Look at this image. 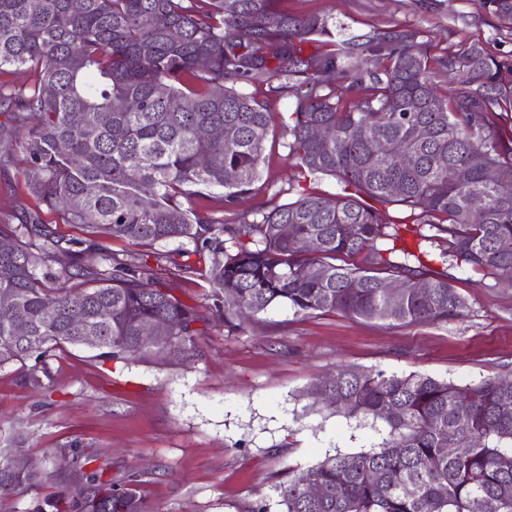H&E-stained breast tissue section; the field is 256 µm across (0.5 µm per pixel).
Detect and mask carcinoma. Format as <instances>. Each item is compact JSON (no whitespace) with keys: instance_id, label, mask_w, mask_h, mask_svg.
<instances>
[{"instance_id":"obj_1","label":"carcinoma","mask_w":512,"mask_h":512,"mask_svg":"<svg viewBox=\"0 0 512 512\" xmlns=\"http://www.w3.org/2000/svg\"><path fill=\"white\" fill-rule=\"evenodd\" d=\"M281 2L41 0L34 11L30 0H0V70L34 77L24 88L0 85V103L14 108L0 123V144L38 172L26 188L39 204L90 234L82 248L66 247L37 210L0 225V369L17 365L26 384L41 388L47 358L86 348L87 336L101 337L95 357L104 360L197 355L202 318L160 273L167 256L154 253L153 267L138 253L109 251L108 237L193 245L207 256L217 307L233 330L275 305L406 324L463 318L467 301L448 274L394 246L401 236L389 204L435 229L447 261L512 282V194L497 184L512 180V138L500 133L512 123V58L476 40L434 59L408 29L356 44L327 16H293ZM475 2L512 25V0ZM438 69L452 87L440 89ZM242 84L293 99L287 159L334 178L340 193L302 196L238 224L194 206L198 198L230 206L258 191L273 114ZM205 126L222 135L200 137ZM317 126L331 137L315 140ZM377 140L405 143L407 156L376 152ZM462 167L465 183L456 177ZM305 238L318 249L303 250ZM396 252L402 260H392ZM361 253V264L348 262ZM53 264L80 286L58 283ZM420 278L432 284L426 299L415 289ZM145 320L164 327L163 345L140 343ZM301 396L371 425L383 441L288 472L274 485L280 512H512V384L503 378L458 385L341 368ZM386 407L392 412L381 414ZM450 442L460 452L448 453ZM23 457L20 448L0 454V496L43 481L16 466ZM98 460L85 450L55 457L53 473L76 471L82 490L47 506L146 512L141 480L114 481L105 464L88 468ZM307 482L322 487L321 498L306 495Z\"/></svg>"}]
</instances>
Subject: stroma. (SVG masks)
<instances>
[{"label": "stroma", "mask_w": 512, "mask_h": 512, "mask_svg": "<svg viewBox=\"0 0 512 512\" xmlns=\"http://www.w3.org/2000/svg\"><path fill=\"white\" fill-rule=\"evenodd\" d=\"M294 15L325 12L345 39L390 28L412 29L436 56L479 40L499 57L512 56V27L476 0H286ZM275 127L262 168V189L220 209L224 221L295 201L331 196L335 180L289 179L286 171L292 99L269 102ZM28 166L0 148V222L37 208L25 189ZM38 209V208H37ZM161 252L186 266L174 293L206 320L199 358L185 364L100 362L68 346L49 361L44 388L24 384L13 368L0 370V448L22 449L49 475L41 486L0 497V512H35L59 493L75 495L73 473L52 475L51 454L96 452L113 480L138 475L148 512H250L259 501L278 512L276 475L300 470L335 452L378 447L370 426L309 411L301 391L339 367L398 375L422 372L466 385L512 372V284H493L469 268L448 271L468 302L463 319L445 324H388L339 314L294 313L275 306L243 331L226 327L205 278L206 258L191 245L162 244Z\"/></svg>", "instance_id": "obj_1"}]
</instances>
